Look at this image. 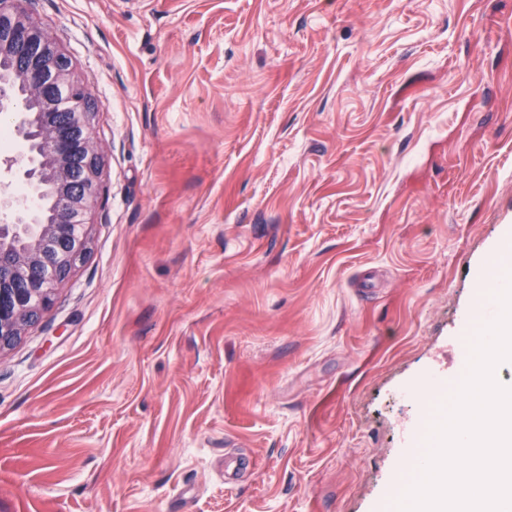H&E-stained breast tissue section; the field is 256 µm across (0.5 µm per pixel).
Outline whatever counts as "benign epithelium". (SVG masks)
<instances>
[{"mask_svg":"<svg viewBox=\"0 0 512 512\" xmlns=\"http://www.w3.org/2000/svg\"><path fill=\"white\" fill-rule=\"evenodd\" d=\"M15 0H0V61L13 66L0 72V110L24 143V177L31 191L14 192L11 184L0 185V350L13 345L27 328L50 309L56 286L70 275L85 252V234L71 232L75 220L86 224L91 207L104 193L100 180V158L91 134L92 116L86 112L85 87L72 79V63L48 32L24 11L13 6ZM23 88L40 111L31 114L14 103L16 90ZM67 92L79 108L75 118L83 125L76 139L69 124L57 117V91ZM81 160L80 177L74 175V162ZM57 203L55 220L46 224L40 218L41 202ZM38 226L37 240H55L59 251L49 261L34 243L13 247L20 236L30 235ZM51 270L40 287L22 293L14 287L30 278L39 266Z\"/></svg>","mask_w":512,"mask_h":512,"instance_id":"benign-epithelium-1","label":"benign epithelium"}]
</instances>
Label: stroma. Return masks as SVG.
<instances>
[{"label":"stroma","mask_w":512,"mask_h":512,"mask_svg":"<svg viewBox=\"0 0 512 512\" xmlns=\"http://www.w3.org/2000/svg\"><path fill=\"white\" fill-rule=\"evenodd\" d=\"M19 7L105 195L0 351V512H396L512 226V0Z\"/></svg>","instance_id":"obj_1"}]
</instances>
